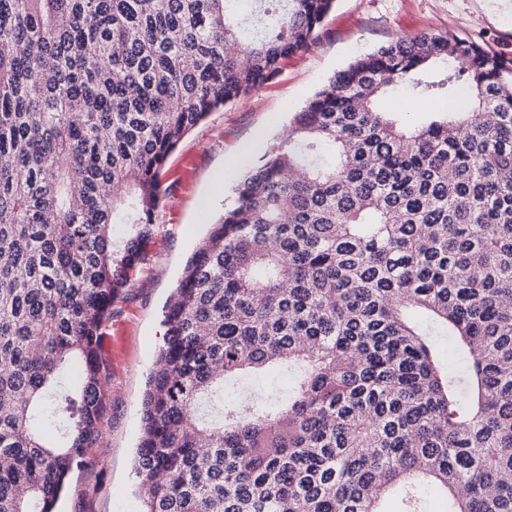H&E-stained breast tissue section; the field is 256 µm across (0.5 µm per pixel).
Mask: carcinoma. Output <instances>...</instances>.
I'll use <instances>...</instances> for the list:
<instances>
[{
    "label": "carcinoma",
    "instance_id": "1",
    "mask_svg": "<svg viewBox=\"0 0 512 512\" xmlns=\"http://www.w3.org/2000/svg\"><path fill=\"white\" fill-rule=\"evenodd\" d=\"M227 2L0 0V512H55L103 440L99 339L167 158L309 49L334 0ZM405 85L458 106L406 120L387 107ZM235 194L165 312L142 512H424L431 490L512 512V60L397 38L331 76ZM276 368L286 399L224 397Z\"/></svg>",
    "mask_w": 512,
    "mask_h": 512
}]
</instances>
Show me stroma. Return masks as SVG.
Returning a JSON list of instances; mask_svg holds the SVG:
<instances>
[{
	"mask_svg": "<svg viewBox=\"0 0 512 512\" xmlns=\"http://www.w3.org/2000/svg\"><path fill=\"white\" fill-rule=\"evenodd\" d=\"M453 34L512 58V0H335L316 44L280 73L211 114L170 156L156 230L132 285L114 302L100 356L110 388L108 426L92 465L73 471L58 512H141L132 472L146 381L163 340L164 312L209 226L233 205L237 180L264 154L294 112L357 56L396 38Z\"/></svg>",
	"mask_w": 512,
	"mask_h": 512,
	"instance_id": "obj_1",
	"label": "stroma"
}]
</instances>
